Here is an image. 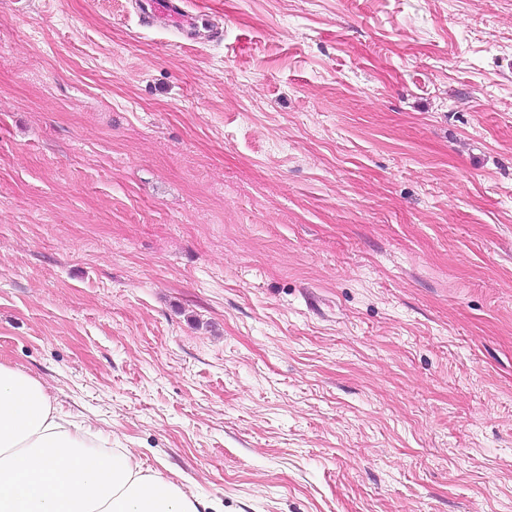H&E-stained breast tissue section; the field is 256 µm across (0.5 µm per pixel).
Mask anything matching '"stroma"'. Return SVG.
<instances>
[{"instance_id":"1","label":"stroma","mask_w":512,"mask_h":512,"mask_svg":"<svg viewBox=\"0 0 512 512\" xmlns=\"http://www.w3.org/2000/svg\"><path fill=\"white\" fill-rule=\"evenodd\" d=\"M0 0V364L215 512H512V0ZM173 0H152L148 22L163 21L168 26L187 27L195 23L196 17L174 4Z\"/></svg>"}]
</instances>
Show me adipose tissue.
Instances as JSON below:
<instances>
[{
  "mask_svg": "<svg viewBox=\"0 0 512 512\" xmlns=\"http://www.w3.org/2000/svg\"><path fill=\"white\" fill-rule=\"evenodd\" d=\"M127 448L65 424L44 386L0 364V512H204Z\"/></svg>",
  "mask_w": 512,
  "mask_h": 512,
  "instance_id": "1",
  "label": "adipose tissue"
}]
</instances>
